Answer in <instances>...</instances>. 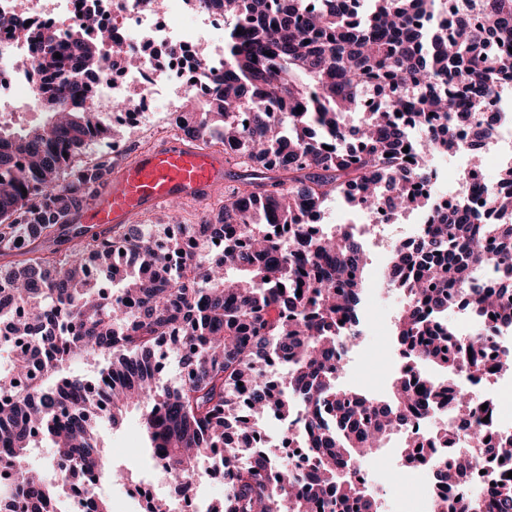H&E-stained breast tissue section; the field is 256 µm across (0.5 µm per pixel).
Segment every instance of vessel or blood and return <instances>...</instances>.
<instances>
[{
    "mask_svg": "<svg viewBox=\"0 0 512 512\" xmlns=\"http://www.w3.org/2000/svg\"><path fill=\"white\" fill-rule=\"evenodd\" d=\"M223 154L169 138L115 167L109 186L84 211L86 224L131 222L173 199L199 201L225 183Z\"/></svg>",
    "mask_w": 512,
    "mask_h": 512,
    "instance_id": "1",
    "label": "vessel or blood"
}]
</instances>
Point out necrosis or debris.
<instances>
[{
  "instance_id": "1",
  "label": "necrosis or debris",
  "mask_w": 512,
  "mask_h": 512,
  "mask_svg": "<svg viewBox=\"0 0 512 512\" xmlns=\"http://www.w3.org/2000/svg\"><path fill=\"white\" fill-rule=\"evenodd\" d=\"M0 11L15 12L31 20L33 33L52 37L65 46L72 38L94 40V30L86 28L83 16L94 13L112 31L121 55H108L99 71L81 75L85 86L84 105L105 112L115 100H136L131 110L114 113L116 125L138 126L149 122L151 101H160L168 119H175L185 98L209 99L218 93L212 72L224 67V29L228 22L223 12L206 10L193 0H166L164 14H156L150 0H0ZM135 49L140 62L128 67L123 52ZM69 69L57 72L41 70L30 56L27 43L13 32L0 28V113L8 114L18 102V93L31 87H56L71 79ZM489 112L504 114L505 119L490 137L476 138V126L459 128L457 136L464 153L479 151L512 165V93L496 91L488 103ZM486 319L466 314L454 329L458 338L482 337L485 356L495 370L488 383L473 387L479 402L489 404L492 415L484 431L492 442L512 435V372L504 365L512 357V325L497 324L493 335H486ZM473 418L453 419L448 446L436 456L419 462L406 475L409 491L394 506V512H440L444 503L470 500L486 493L498 481L503 468L491 446L476 448L469 433ZM464 457L477 459L453 483L443 482L440 470L455 465Z\"/></svg>"
}]
</instances>
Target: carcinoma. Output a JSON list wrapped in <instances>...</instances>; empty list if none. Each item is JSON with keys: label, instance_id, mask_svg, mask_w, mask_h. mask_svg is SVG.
I'll use <instances>...</instances> for the list:
<instances>
[{"label": "carcinoma", "instance_id": "cac0c4a2", "mask_svg": "<svg viewBox=\"0 0 512 512\" xmlns=\"http://www.w3.org/2000/svg\"><path fill=\"white\" fill-rule=\"evenodd\" d=\"M204 1L235 21L224 37V70L213 76L223 95L205 112L179 113V121L192 141L224 143L229 185L224 205L183 225L197 249L183 262L168 263L178 246L168 224L76 223L107 187L112 161L74 158L118 134L103 113L73 107L84 96L81 83L65 81L49 94L35 89L50 104L44 124L0 127V323L10 332L0 347L27 344L0 370V479L14 478L10 491H0V512H48L68 499L82 472L128 480L112 470L91 420L115 426L132 406L144 411L152 459L184 491L200 460L224 468V501L209 512H349L353 505L380 512L352 464L377 453L409 417L435 408L436 389L457 375V358L469 376L484 373L482 344L459 343L441 327L457 297L476 316L512 324L504 302L512 284L495 280L500 268L512 271V221L488 220L512 213V196L481 191L479 209L462 199L444 215L416 192L433 176L430 158L462 150L455 130L512 82V54L501 51L512 44V0H483L481 19L461 15L453 39L441 0H373L364 18L359 0H197ZM84 24L97 42L75 38L56 59L53 40L33 42L22 21L0 14V26L24 33L46 70L100 64L110 30L93 14ZM372 84L384 97L376 109L363 105ZM404 111L424 138L414 167L400 170L408 133L394 114ZM335 197L371 214L384 210L389 221L414 210L435 218L428 238L389 257V285L405 298L394 336L413 365L397 374L385 400L338 384L335 349L338 339L351 346L358 337L367 289L362 237L371 229L313 231L307 218ZM286 225L294 232L288 241L277 233ZM215 238L224 239L220 253L209 250ZM489 239L497 248L487 257ZM115 248L131 256L121 272L112 267ZM162 344L184 370L172 384L151 368ZM76 355L106 363L100 397L66 371ZM271 358L280 362L274 384L265 380ZM422 364L446 378L415 382L425 376ZM480 409L462 388L448 412ZM270 414L300 421L317 455L309 477L272 451L258 466L214 458L224 440H247L252 420ZM43 439L58 459L47 476L25 465ZM263 468L276 479H265ZM84 495L87 512H112L98 489L88 485ZM460 512H512V484L491 487Z\"/></svg>", "mask_w": 512, "mask_h": 512}]
</instances>
